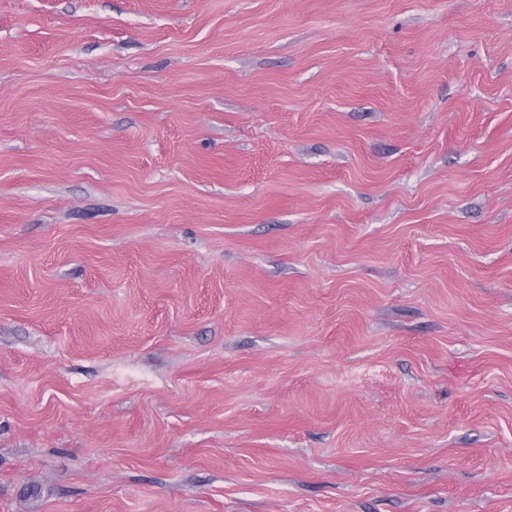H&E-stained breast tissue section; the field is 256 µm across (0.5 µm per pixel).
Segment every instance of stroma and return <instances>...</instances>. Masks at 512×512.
Returning a JSON list of instances; mask_svg holds the SVG:
<instances>
[{
  "label": "stroma",
  "instance_id": "obj_1",
  "mask_svg": "<svg viewBox=\"0 0 512 512\" xmlns=\"http://www.w3.org/2000/svg\"><path fill=\"white\" fill-rule=\"evenodd\" d=\"M0 512H512V0H0Z\"/></svg>",
  "mask_w": 512,
  "mask_h": 512
}]
</instances>
